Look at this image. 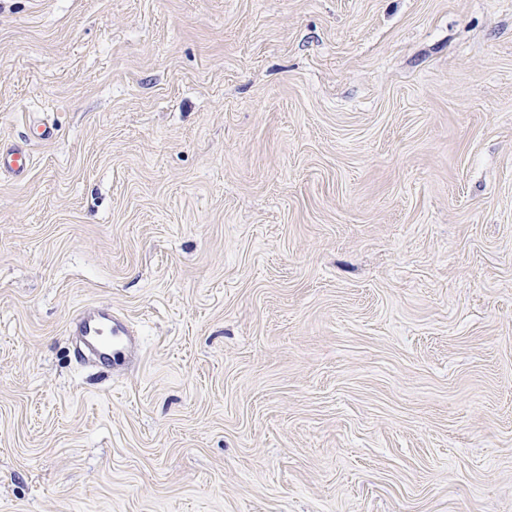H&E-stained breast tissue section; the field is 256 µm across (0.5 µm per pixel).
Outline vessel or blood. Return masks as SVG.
I'll return each instance as SVG.
<instances>
[{"instance_id": "1", "label": "vessel or blood", "mask_w": 512, "mask_h": 512, "mask_svg": "<svg viewBox=\"0 0 512 512\" xmlns=\"http://www.w3.org/2000/svg\"><path fill=\"white\" fill-rule=\"evenodd\" d=\"M30 164L31 156L26 150L0 148V171L20 176ZM70 333L78 338V358H90L100 365L123 353L136 354L138 349L137 339L126 321L109 308L85 307L77 314Z\"/></svg>"}]
</instances>
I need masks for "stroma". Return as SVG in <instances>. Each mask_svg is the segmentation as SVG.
Masks as SVG:
<instances>
[{
  "instance_id": "35a3bbf8",
  "label": "stroma",
  "mask_w": 512,
  "mask_h": 512,
  "mask_svg": "<svg viewBox=\"0 0 512 512\" xmlns=\"http://www.w3.org/2000/svg\"><path fill=\"white\" fill-rule=\"evenodd\" d=\"M24 144L0 512H512V0H0ZM71 323L69 335L77 336V356L83 361L91 357L103 365L116 356L128 352L134 358L138 343L126 321L111 308L88 306Z\"/></svg>"
}]
</instances>
